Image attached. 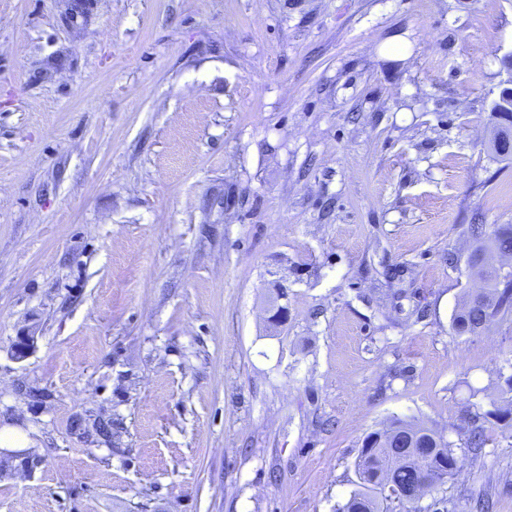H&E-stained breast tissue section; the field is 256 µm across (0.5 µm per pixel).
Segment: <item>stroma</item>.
Here are the masks:
<instances>
[{
  "mask_svg": "<svg viewBox=\"0 0 512 512\" xmlns=\"http://www.w3.org/2000/svg\"><path fill=\"white\" fill-rule=\"evenodd\" d=\"M511 56L512 0H0V512H336L395 418L512 512V315L451 327Z\"/></svg>",
  "mask_w": 512,
  "mask_h": 512,
  "instance_id": "stroma-1",
  "label": "stroma"
}]
</instances>
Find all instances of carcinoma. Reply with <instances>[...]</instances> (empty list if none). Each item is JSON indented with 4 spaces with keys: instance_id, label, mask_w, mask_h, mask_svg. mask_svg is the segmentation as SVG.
Listing matches in <instances>:
<instances>
[{
    "instance_id": "obj_1",
    "label": "carcinoma",
    "mask_w": 512,
    "mask_h": 512,
    "mask_svg": "<svg viewBox=\"0 0 512 512\" xmlns=\"http://www.w3.org/2000/svg\"><path fill=\"white\" fill-rule=\"evenodd\" d=\"M488 148L500 158H512V88L503 89L500 103L495 105ZM468 232L474 240L469 261L475 273L487 281L489 294L484 303L462 300L452 320V329L459 336L478 334L512 313V274L501 277L482 263L484 252L491 248L512 253V225H500L487 237L485 225L475 221ZM463 463L454 449L436 447L427 427L394 419L364 439L354 461L357 489L337 512H402L406 508L418 512L420 500L416 496L403 498L394 492L433 491L454 478Z\"/></svg>"
}]
</instances>
